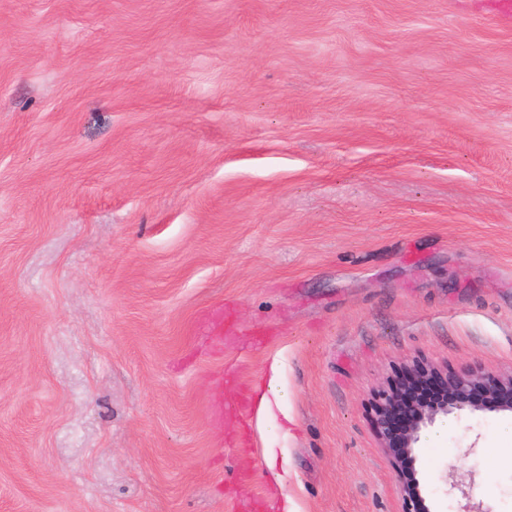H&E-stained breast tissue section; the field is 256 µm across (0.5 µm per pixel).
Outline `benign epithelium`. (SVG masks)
<instances>
[{
  "instance_id": "1",
  "label": "benign epithelium",
  "mask_w": 512,
  "mask_h": 512,
  "mask_svg": "<svg viewBox=\"0 0 512 512\" xmlns=\"http://www.w3.org/2000/svg\"><path fill=\"white\" fill-rule=\"evenodd\" d=\"M450 386L453 398L434 405L413 404L407 408L401 422V444L397 448L389 444L385 434V430L392 428L393 424L390 412H385L377 421L383 448L391 457L394 466L407 469L408 477L402 487L407 498L412 494L421 493L417 444L424 429L433 426L441 417L458 416L463 411L512 412V400L501 397V391L504 389L512 393V373L502 378H494L468 371L456 375L450 380Z\"/></svg>"
}]
</instances>
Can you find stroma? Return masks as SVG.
I'll return each instance as SVG.
<instances>
[{"label": "stroma", "mask_w": 512, "mask_h": 512, "mask_svg": "<svg viewBox=\"0 0 512 512\" xmlns=\"http://www.w3.org/2000/svg\"><path fill=\"white\" fill-rule=\"evenodd\" d=\"M429 365L512 371V26L0 0V512H269L266 448L304 512H405L378 392ZM418 453L472 480L431 512H512L511 413ZM283 370L278 366L272 367V376L267 384V392L259 399V408L256 415L257 429L265 432L274 422L273 407L277 408L286 418L290 414L286 410V394L283 388Z\"/></svg>", "instance_id": "obj_1"}]
</instances>
